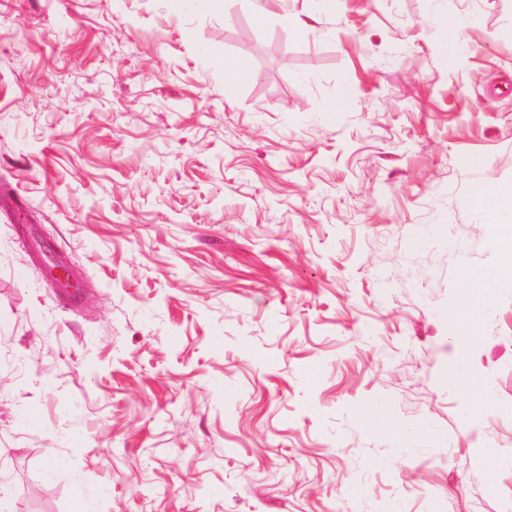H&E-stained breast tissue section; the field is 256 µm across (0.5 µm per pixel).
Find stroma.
Segmentation results:
<instances>
[{
    "mask_svg": "<svg viewBox=\"0 0 512 512\" xmlns=\"http://www.w3.org/2000/svg\"><path fill=\"white\" fill-rule=\"evenodd\" d=\"M271 9L0 0L11 512H512V273L478 340L448 324L499 263L471 198L512 192V0ZM44 244L81 299L54 303ZM461 352L493 397L473 420ZM372 401L405 445L361 426ZM247 72L248 64L244 58L233 59L225 63V96L230 94V92L245 78Z\"/></svg>",
    "mask_w": 512,
    "mask_h": 512,
    "instance_id": "obj_1",
    "label": "stroma"
}]
</instances>
